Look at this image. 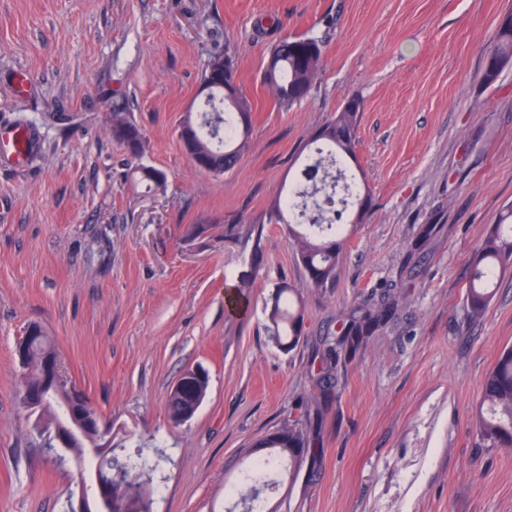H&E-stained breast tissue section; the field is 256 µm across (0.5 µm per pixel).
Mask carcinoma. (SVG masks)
Segmentation results:
<instances>
[{
    "label": "carcinoma",
    "instance_id": "obj_1",
    "mask_svg": "<svg viewBox=\"0 0 512 512\" xmlns=\"http://www.w3.org/2000/svg\"><path fill=\"white\" fill-rule=\"evenodd\" d=\"M269 63L264 69V81L272 90L275 101L282 109H289L305 99L311 92L323 58L321 40L300 35L279 38L270 49ZM221 62L227 67L224 81H212L214 88L207 102L209 110L195 117L186 113L179 140L183 150L191 157H203V170L214 175L232 171L248 147L251 107L237 78L236 56L224 54L211 58L212 64ZM500 63L499 69L512 64V11L504 13L498 22L497 43L486 56L485 64ZM361 101L354 97L318 130L315 140L323 142L316 149L317 157L304 164L297 172L294 191H282L271 204L269 222L284 225L288 240L295 247L299 260L312 283L327 287L336 280L341 261L342 244L336 235L342 230L346 208H336L332 197L335 191H324L323 204L316 205L318 214L307 215L308 199L318 187H327L326 166L336 168L335 184L345 189L346 197L356 202L368 195L353 192L356 177L349 176L338 166V160L355 159ZM112 137L127 154L140 157L146 145L141 129L119 112L112 113ZM434 231L433 225L424 224L414 243L407 250L406 264H411L423 243ZM512 269V204L503 209L497 224L487 233L478 250L476 264L466 289V306L471 317H480L493 297V284L498 273ZM292 289L283 283L265 301L266 331L270 340L282 350L295 347L301 338V313L291 297ZM400 296L394 292L384 294L376 304H359L344 313L336 330V338L326 340L319 356L316 387L325 393L332 388L338 362V351H354L365 345L371 336L385 326L396 314ZM42 358L39 351L30 354L24 381L35 384L42 377ZM208 377L194 380L186 394H169L167 413L179 411L193 395L205 396ZM481 436L496 446L512 449V346L503 349L494 367L485 376L483 399L476 414ZM311 432L299 420L283 423L258 443L269 450V455L252 463L241 487L230 492L244 493L242 500L251 503L250 512L260 510L263 489L272 485L265 477L270 470L282 464L288 475L296 478L311 454ZM94 439H81L70 452L75 461L87 467L94 463L86 449L93 447ZM161 453L152 460L143 454L137 459H126L124 466L136 498L142 505L140 512H154L150 490L153 474L159 466Z\"/></svg>",
    "mask_w": 512,
    "mask_h": 512
}]
</instances>
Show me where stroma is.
<instances>
[{
    "instance_id": "1",
    "label": "stroma",
    "mask_w": 512,
    "mask_h": 512,
    "mask_svg": "<svg viewBox=\"0 0 512 512\" xmlns=\"http://www.w3.org/2000/svg\"><path fill=\"white\" fill-rule=\"evenodd\" d=\"M512 0H0V123L27 128L24 166L0 161V512H68L74 466L45 452L19 401L15 349L29 324L112 428V449L163 461L155 512H226L227 489L283 421L307 422L313 467L267 512H512V449L472 414L512 346V271L482 317L464 300L482 239L512 203V67L484 62ZM276 19L277 29L259 22ZM318 37L310 95L279 109L263 83L272 43ZM237 58L249 147L224 175L198 169L179 126L209 60ZM28 73L27 93L14 84ZM362 102L357 173L370 201L346 212L344 262L315 287L267 211L317 130ZM124 113L148 144L113 140ZM161 171L149 186L134 166ZM435 231L415 265L421 225ZM288 282L299 344L276 347L264 302ZM402 306L319 393L316 349L351 306ZM209 375L194 417L166 400L189 368Z\"/></svg>"
}]
</instances>
